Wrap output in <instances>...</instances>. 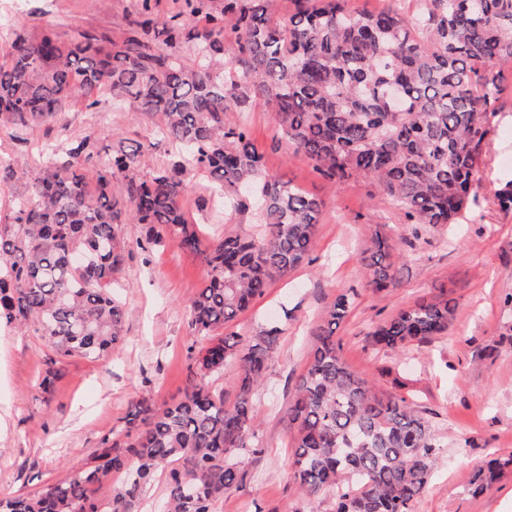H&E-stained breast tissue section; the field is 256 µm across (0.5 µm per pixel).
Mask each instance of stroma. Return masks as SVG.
Returning a JSON list of instances; mask_svg holds the SVG:
<instances>
[{
    "label": "stroma",
    "mask_w": 512,
    "mask_h": 512,
    "mask_svg": "<svg viewBox=\"0 0 512 512\" xmlns=\"http://www.w3.org/2000/svg\"><path fill=\"white\" fill-rule=\"evenodd\" d=\"M130 11V0H23L18 12L0 19V49L21 31L38 36L50 30L64 39L84 31L116 37ZM493 73L502 93L497 132L473 185L480 205L457 224L413 227L402 223L368 181L328 185L302 152L281 140L272 114L254 107L251 132L265 154L267 173L321 196L325 207L310 262L275 281L230 325L244 337L270 326L281 333L253 399L252 431L260 450L234 452L243 481L214 503L213 512H305L291 468L295 430L288 409L315 333L344 293L353 305L336 331L341 356L381 389H391L396 379L404 382L405 395L435 436L434 473L413 512H512V472L482 495L469 491L478 469L512 454V209L497 201L512 184V66ZM61 121L66 135L43 130L25 143L12 130H0V160L16 172L13 181L0 185L1 219H8L11 203L27 196L31 174L48 161L45 149L64 153L66 138H89L103 153L121 140L140 143L144 176L177 154L158 135L156 114L120 111L105 101L92 109L73 106ZM189 179L184 208L203 240L223 236L230 224L255 232L250 219L227 218L207 204L204 174ZM120 233L129 250L116 288L123 340L108 356L59 361L36 327L0 325V498L37 491L85 469L135 401H176L192 381L187 309L205 268L173 243H145L141 225H122ZM377 233L402 257L397 285L383 293L366 289L360 262ZM444 290L456 301L446 333L399 354L373 345L375 326ZM49 371L55 378L45 389L41 380Z\"/></svg>",
    "instance_id": "35a3bbf8"
}]
</instances>
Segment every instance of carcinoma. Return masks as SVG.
Listing matches in <instances>:
<instances>
[{"instance_id":"cac0c4a2","label":"carcinoma","mask_w":512,"mask_h":512,"mask_svg":"<svg viewBox=\"0 0 512 512\" xmlns=\"http://www.w3.org/2000/svg\"><path fill=\"white\" fill-rule=\"evenodd\" d=\"M264 0H182L158 16L137 0L118 37L84 31L20 32L0 64V130L20 140L50 127L75 104L134 106L162 116L159 133L179 159L147 177L141 150L120 141L103 155L87 138L67 160L33 177L29 194L0 224V321L37 324L57 357H99L122 341L112 285L126 260L123 224H145L147 243L169 241L198 255L206 278L190 300L193 382L162 408L139 400L92 465L34 493L0 499V512H125L127 501L168 473L165 512H212L242 479L232 453L249 444L253 396L277 346L271 327L244 341L224 332L278 278L308 258L321 197L264 173L248 112L263 104L282 138L334 186L365 179L406 224H451L479 205L471 193L497 127L499 86L488 73L512 63V0H420L419 13H353L346 0H292L286 18ZM189 43L194 59L176 53ZM206 175L227 214H249L260 234L234 230L208 244L187 219V175ZM400 257L375 235L361 253L374 293L397 282ZM456 303L444 292L401 311L371 333L402 351L448 330ZM351 297L330 305L288 409L296 428V484L319 512H412L431 479L434 437L402 393L381 391L351 369L336 343ZM232 362L233 405L210 385ZM512 455L476 472L472 490H490ZM126 479L106 502L97 492Z\"/></svg>"}]
</instances>
